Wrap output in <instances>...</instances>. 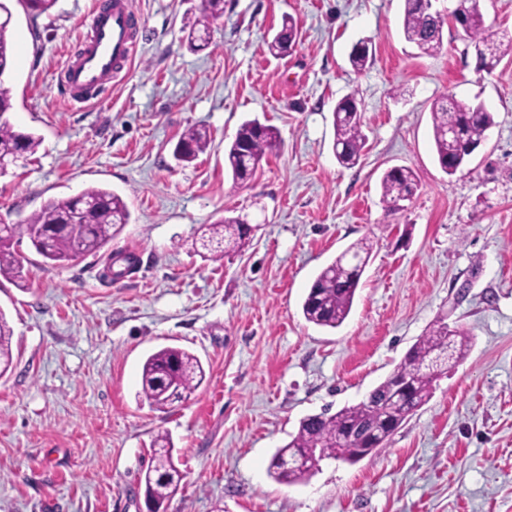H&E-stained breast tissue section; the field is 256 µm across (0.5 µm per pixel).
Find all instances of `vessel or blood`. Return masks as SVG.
Wrapping results in <instances>:
<instances>
[{
    "mask_svg": "<svg viewBox=\"0 0 512 512\" xmlns=\"http://www.w3.org/2000/svg\"><path fill=\"white\" fill-rule=\"evenodd\" d=\"M132 5L133 0H112L108 9L94 12L84 40L66 60L57 81L71 102L99 99L130 67L139 40Z\"/></svg>",
    "mask_w": 512,
    "mask_h": 512,
    "instance_id": "obj_1",
    "label": "vessel or blood"
}]
</instances>
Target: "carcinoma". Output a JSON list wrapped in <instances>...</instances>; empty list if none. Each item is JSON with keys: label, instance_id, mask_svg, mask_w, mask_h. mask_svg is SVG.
I'll list each match as a JSON object with an SVG mask.
<instances>
[{"label": "carcinoma", "instance_id": "1", "mask_svg": "<svg viewBox=\"0 0 512 512\" xmlns=\"http://www.w3.org/2000/svg\"><path fill=\"white\" fill-rule=\"evenodd\" d=\"M405 39L425 54L443 45L444 20L432 10V0H403ZM471 40L483 48L482 69L492 72L512 51L488 40L483 14L474 0H462ZM224 14V0H202L199 28L188 33L190 47L208 35L210 20ZM294 20L286 17L278 34L268 43L269 52L279 55L283 46L297 43ZM12 68V48L8 29H0V106L12 104V89L5 81ZM493 117L483 105L471 107L451 97L432 108L436 159L448 175L455 174L471 156L472 150L492 126ZM333 149L338 163L352 168L359 163L365 146L362 111L356 100L347 97L333 112ZM212 142L203 125L188 129L177 141L173 156L180 163H191L207 151ZM42 139L33 133L14 130L0 118V157L5 163L34 155ZM279 147L278 131L258 120L241 124L234 140L224 148V164L236 184H242L253 170L243 165L242 156L262 160ZM382 200L391 210L403 208L414 195L415 172L406 167L387 170L380 181ZM126 202L118 193L101 187L85 189L81 197L47 201L22 224L5 228L0 235V276L22 282V257L14 245L28 237L35 250L54 265H65L98 254L111 241L118 228L129 222ZM252 239V228L238 217H225L213 224H202L195 243L205 250L203 257L217 261L228 252L244 251ZM371 247L361 241L352 244L334 261L322 268L302 303L305 320L315 326L336 329L349 316L355 295L370 259ZM122 261V275L130 273L137 259L132 254L109 259L106 275L114 280L113 266ZM14 332L5 313L0 311V376L13 366ZM469 338L461 330H451L444 319L434 321L408 350L394 371L361 402L346 406L333 415H309L300 421L291 440L278 449L269 465L270 476L279 483L298 484L314 471L305 467L313 456L346 463L361 460L360 452L376 453L386 448L394 433L432 396L434 383L447 373L448 363L464 359ZM206 371L194 354L177 347L161 348L146 358L141 371V394L150 405L164 408L187 400L205 381ZM174 445L166 434L155 436L152 454L140 482L159 507L178 490L183 473L174 461Z\"/></svg>", "mask_w": 512, "mask_h": 512}]
</instances>
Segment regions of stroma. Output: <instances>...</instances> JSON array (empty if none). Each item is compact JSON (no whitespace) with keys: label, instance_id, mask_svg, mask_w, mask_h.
<instances>
[{"label":"stroma","instance_id":"1","mask_svg":"<svg viewBox=\"0 0 512 512\" xmlns=\"http://www.w3.org/2000/svg\"><path fill=\"white\" fill-rule=\"evenodd\" d=\"M93 0H57L32 17L8 0V79L19 131L42 144L0 175V224L50 199L102 187L130 211L105 250L59 267L29 239L26 282L0 277L14 329L0 377V512H145L139 477L168 433L184 474L166 512H512V53L493 73L452 27L422 54L402 33V0H224L209 44L184 35L202 0H134L135 58L100 100L73 105L57 75L87 30ZM292 17L298 46L266 41ZM370 66L349 61L358 42ZM355 95L367 138L359 165L333 153V112ZM451 96L494 123L455 175L435 156L431 108ZM248 119L278 150L233 184L224 147ZM212 144L188 165L172 152L190 127ZM411 168L405 210L380 179ZM238 217L250 246L223 260L194 249L200 225ZM372 244L352 312L334 330L301 306L316 274L360 239ZM136 272L106 277L109 255ZM471 338L466 358L386 449L321 461L306 482L268 473L300 421L362 401L438 318ZM163 346L206 370L190 399L155 409L140 396L146 356Z\"/></svg>","mask_w":512,"mask_h":512}]
</instances>
